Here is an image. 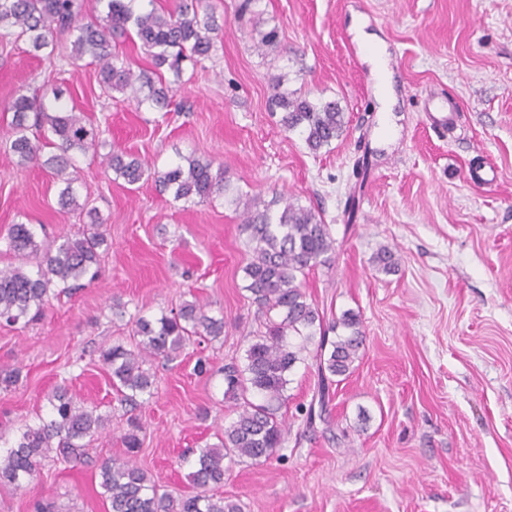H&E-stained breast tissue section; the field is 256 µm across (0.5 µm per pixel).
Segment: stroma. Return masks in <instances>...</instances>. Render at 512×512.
<instances>
[{"mask_svg": "<svg viewBox=\"0 0 512 512\" xmlns=\"http://www.w3.org/2000/svg\"><path fill=\"white\" fill-rule=\"evenodd\" d=\"M209 2L224 31L181 79L163 72L167 115L112 100L89 60L75 67L22 39L0 45V145L13 95L61 90L66 110L98 133L73 175L105 238L94 282L51 300L25 328L0 325V366L20 371L0 388V431L48 413L60 385L107 419L85 462L46 463L23 491L0 487V512H33L38 501L108 512L97 465L124 455L132 415L144 426L138 465L173 494L190 493L185 451L216 443L234 418L220 368L244 356L264 320L244 289L241 218L220 197L193 205L150 181L128 184L102 162L114 148L160 168L215 160L232 192L313 208L336 240L332 266L302 280L327 320L353 312L366 338L354 373L334 388L332 428L308 431L297 417L317 385L314 365L298 364L282 447L267 463L232 465L225 498L242 512H512V0H257L245 13L241 0ZM357 20L385 45L391 114L379 110ZM273 26L281 46L261 55L258 33ZM271 69L289 88L337 101L343 138L314 154L283 131L268 101ZM431 99L456 104L452 124L431 126ZM362 156L368 172L358 175ZM486 167L495 182L470 180ZM60 189L0 148V235L12 224L50 241L82 230L87 216L62 210ZM384 247L397 262L387 274L373 263ZM194 299L223 317V336L150 362L154 397L120 404L96 349L129 342L136 317ZM201 358L211 365L202 375Z\"/></svg>", "mask_w": 512, "mask_h": 512, "instance_id": "obj_1", "label": "stroma"}]
</instances>
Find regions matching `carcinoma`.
I'll return each mask as SVG.
<instances>
[{"label":"carcinoma","mask_w":512,"mask_h":512,"mask_svg":"<svg viewBox=\"0 0 512 512\" xmlns=\"http://www.w3.org/2000/svg\"><path fill=\"white\" fill-rule=\"evenodd\" d=\"M85 0H0V43L11 37L26 39L39 52L55 47L56 35L73 37L70 53L60 56L75 63L89 55L98 66L99 83L108 92L127 95L136 108L168 110L171 88L147 71L135 69L131 59L111 50V40L135 32L152 57L155 69L167 68L180 78L183 66L207 57L220 30L207 0H173V7L158 11L155 0H107L105 14L83 21ZM272 101L281 110L280 125L298 133L311 151L329 147L346 130L345 112L335 101L309 98L290 91L283 74H268ZM11 135L5 144L16 165L39 162L52 178L63 184L61 208H79L91 223H99L95 209L79 203L70 169L74 155L96 146V133L84 116L49 112L18 93L9 102ZM47 130L57 139L56 153L44 158L43 144L33 130ZM107 167L133 185L152 180L173 199L200 203L217 196L241 210V233L246 235L249 261L244 267L245 290L254 302L275 313L265 330L251 336L243 363L224 364V398L232 401L236 417L216 444L193 451L194 470L188 478L196 492L172 496L148 478L133 457L142 444L143 425L135 417L121 437L125 457L109 458L97 465L100 486L109 501V512H242L240 504L214 493L224 485V462L263 464L281 447L287 431L279 410L288 402L289 375L297 364L312 356L317 372V394L308 408L300 409L307 429L329 424V388L336 377H349L364 348L365 336L356 315L346 312L329 325L313 303L307 301L302 278L318 265H329L336 240L329 225L313 209L288 199L265 201L261 195H228L224 169L213 170L206 158L186 159V165L166 170L150 167L126 153L112 150ZM102 233L81 232L51 246L37 238L30 224H13L6 236L7 250L23 265L0 268V324L24 327L40 320L52 298L93 282L100 266ZM348 330L343 335L338 328ZM224 333V319H216L198 301L186 302L177 311L153 321L134 320V343L114 342L98 350V361L110 372L112 388L121 401L138 404L154 395V375L143 365L151 359L170 361L191 341H212ZM50 418L39 419L7 439L0 435V485L25 488L43 466L58 456L65 462L84 459L87 440L99 434L106 418L96 409L78 407L66 387L58 386L48 397Z\"/></svg>","instance_id":"obj_1"}]
</instances>
